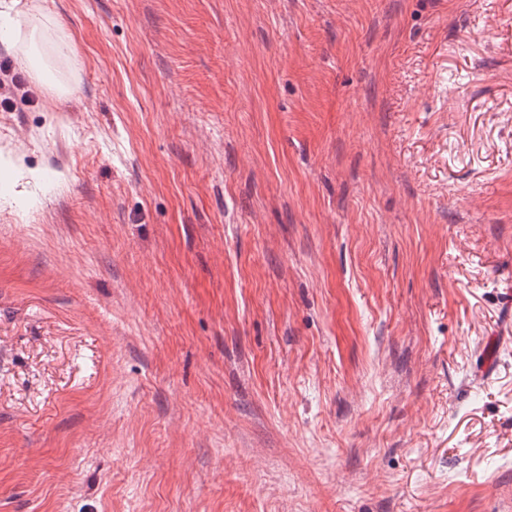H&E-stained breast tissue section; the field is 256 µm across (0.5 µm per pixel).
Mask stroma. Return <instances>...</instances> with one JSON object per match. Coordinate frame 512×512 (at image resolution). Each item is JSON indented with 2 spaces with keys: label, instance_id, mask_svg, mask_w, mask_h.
Listing matches in <instances>:
<instances>
[{
  "label": "stroma",
  "instance_id": "35a3bbf8",
  "mask_svg": "<svg viewBox=\"0 0 512 512\" xmlns=\"http://www.w3.org/2000/svg\"><path fill=\"white\" fill-rule=\"evenodd\" d=\"M0 512H512V0H20Z\"/></svg>",
  "mask_w": 512,
  "mask_h": 512
}]
</instances>
